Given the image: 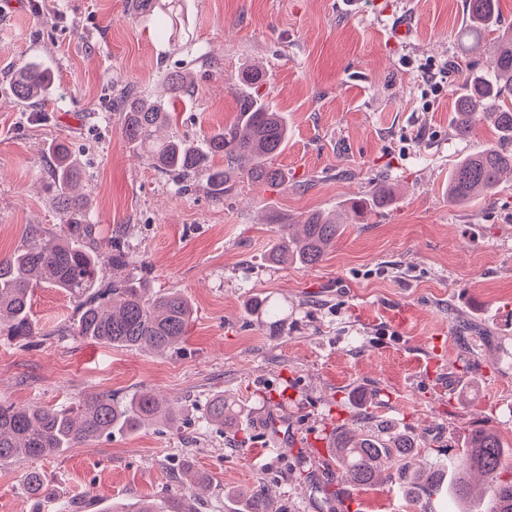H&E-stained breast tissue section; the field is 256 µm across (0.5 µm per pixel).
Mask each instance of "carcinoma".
I'll list each match as a JSON object with an SVG mask.
<instances>
[{
	"mask_svg": "<svg viewBox=\"0 0 512 512\" xmlns=\"http://www.w3.org/2000/svg\"><path fill=\"white\" fill-rule=\"evenodd\" d=\"M180 0H133L140 16L155 12L169 15L173 27L185 24L177 13ZM468 33L499 26L498 0H466ZM262 71L254 68L242 75L245 90L238 99L236 119L213 130L197 144L189 139L163 138L159 132L170 120V105L188 92L187 75L178 71L165 76L163 94L151 101L133 94L122 100V137L132 150L174 179L193 175L201 178L212 197L220 202L231 193L236 179L247 178L270 185L281 184L285 174L270 163L288 142V126L281 113L270 109L256 94ZM54 78L40 61L23 65L11 82L14 97L29 103L50 95ZM489 123L497 140L482 150L460 159L448 179V200L465 203L494 192L501 177L512 172V31L502 33L490 69L473 75L456 98L452 127L460 139ZM55 158L52 182L59 207L68 216L60 236L34 234L13 254L0 258V337L23 341L37 335L31 320L32 289L44 284L66 292L76 303L77 317L58 330L62 336L90 339L130 350L170 352L178 349L187 335L193 308L179 292L151 295L142 278L127 275L98 288L102 249L93 244L96 225L85 210L87 197L76 192L81 172L67 147H52ZM224 159L217 166L214 159ZM290 225L272 250V259L315 266L323 261L340 235L336 220L311 213L302 221V232L292 234ZM112 267L128 265V253L114 237L107 244ZM175 408L164 405L151 391H141L126 400L98 391L60 407L31 405L17 407L0 402V461L18 456L41 459L56 456L68 448L115 430L137 431L155 426L161 416L171 417ZM226 404L223 395L207 403L204 419L208 425L224 426ZM341 464V477L352 488L366 490L385 480L397 478L412 493L433 504V497L448 487L451 498H470L468 475L477 471L484 477V491L490 494L488 512H512V477H503L505 451L494 429L471 432L465 448L454 457V474L448 476V450L420 449L406 437L386 439L371 431L336 434L333 448ZM191 497L208 487L205 476L186 467ZM33 499L55 495L54 486L33 471L25 483ZM243 512H286L264 485L238 493ZM108 512H194L184 495L169 494L161 500L144 499L133 507L117 505Z\"/></svg>",
	"mask_w": 512,
	"mask_h": 512,
	"instance_id": "cac0c4a2",
	"label": "carcinoma"
}]
</instances>
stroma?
<instances>
[{"label": "stroma", "mask_w": 512, "mask_h": 512, "mask_svg": "<svg viewBox=\"0 0 512 512\" xmlns=\"http://www.w3.org/2000/svg\"><path fill=\"white\" fill-rule=\"evenodd\" d=\"M183 10L172 46L126 0H0V256L32 231H63L50 151L62 142L101 239L124 230L131 270L195 309L179 350L109 348L56 335L75 303L35 288L36 336L0 340V401L150 390L177 413L59 456L0 462V512H106L166 496L187 466L210 483L195 512H239L237 492L258 484L288 512H423L396 482L340 497L337 467L317 448L372 423L424 448L464 447L480 427L512 445V178L464 208L446 192L456 161L495 138L481 127L462 140L451 125L494 35L461 59L465 0H183ZM34 58L55 90L23 104L11 76ZM255 67L259 94L288 119L272 160L287 184L242 178L219 202L124 142L120 92L152 99L168 72L189 69L164 133L197 140L234 120L239 78ZM381 184L394 206L362 224L346 213L322 263L269 260L281 225L344 210ZM217 393L230 409L220 430L203 419ZM32 469L53 500L24 492Z\"/></svg>", "instance_id": "stroma-1"}]
</instances>
